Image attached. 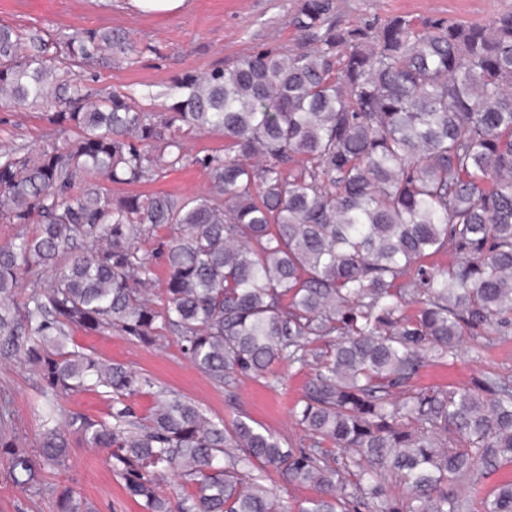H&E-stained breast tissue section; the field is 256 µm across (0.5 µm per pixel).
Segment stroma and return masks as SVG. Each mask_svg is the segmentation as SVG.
I'll return each instance as SVG.
<instances>
[{
    "instance_id": "stroma-1",
    "label": "stroma",
    "mask_w": 512,
    "mask_h": 512,
    "mask_svg": "<svg viewBox=\"0 0 512 512\" xmlns=\"http://www.w3.org/2000/svg\"><path fill=\"white\" fill-rule=\"evenodd\" d=\"M334 15L343 23L403 14L417 20L482 23L512 11V0H333ZM296 0H187L175 14H153L126 7L124 0H0V25L44 35L77 30H113L129 34L134 52L83 72L90 92L135 94L139 103L162 112L171 104L173 85L187 75L224 68L260 50L285 53L299 34L290 18ZM49 125L41 111L0 108V144H42ZM207 172L198 163L171 171L146 185V192L190 196L202 192ZM109 347L90 344L87 333L74 331L70 348L124 365L151 377L162 389L194 402L207 416L258 424L281 442L297 448L310 444L293 409L313 377L310 369L281 362L266 376L239 377L221 384L200 372L183 353L178 339L165 334L145 346L115 331ZM512 377V330L495 337L492 346L468 340L456 356L429 361L411 381L414 389L470 387L488 375ZM43 382L22 353L0 350V405H8L6 433L18 447L33 449L42 431ZM48 483L72 488L90 500L97 512H147L132 499L119 468L109 466L104 451L72 439L64 467L47 471ZM50 493L36 495L12 481L9 456L0 447V512H53Z\"/></svg>"
}]
</instances>
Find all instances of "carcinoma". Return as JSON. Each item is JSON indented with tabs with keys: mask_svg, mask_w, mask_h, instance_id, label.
<instances>
[{
	"mask_svg": "<svg viewBox=\"0 0 512 512\" xmlns=\"http://www.w3.org/2000/svg\"><path fill=\"white\" fill-rule=\"evenodd\" d=\"M333 12L298 0L296 49L188 76L166 112L95 96L75 72L133 51L128 35L0 26V105L41 108L51 126L38 149L0 150V222L17 227L0 246V347L26 336L54 396L111 402L107 421L60 426L51 405L36 454L11 453L16 485L64 466L72 435L123 465L147 512H285L270 469L317 488L300 512H462L463 478L512 465L511 380L409 389L463 337L512 328V13L445 26ZM201 131L224 135V154L190 156ZM190 163L208 174L196 196L110 188ZM159 228L169 236L145 250ZM39 269L48 281L22 282ZM76 329L144 345L170 332L218 383L278 360L311 368L293 410L309 448L162 390L137 416L126 400L154 381L68 349ZM168 474L185 490L175 506ZM49 491L56 512H95ZM483 512H512V480Z\"/></svg>",
	"mask_w": 512,
	"mask_h": 512,
	"instance_id": "obj_1",
	"label": "carcinoma"
}]
</instances>
